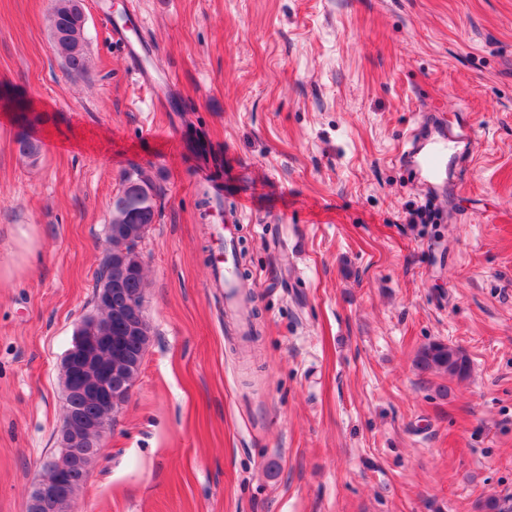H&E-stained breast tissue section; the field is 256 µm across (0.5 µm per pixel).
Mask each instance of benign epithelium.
Returning <instances> with one entry per match:
<instances>
[{
  "label": "benign epithelium",
  "instance_id": "benign-epithelium-1",
  "mask_svg": "<svg viewBox=\"0 0 512 512\" xmlns=\"http://www.w3.org/2000/svg\"><path fill=\"white\" fill-rule=\"evenodd\" d=\"M111 304L112 290L99 293V310L87 315L91 324L76 333L63 359L66 392L93 395L98 415L86 417L80 407L64 398L57 448L42 461L41 475L27 501L28 512H79L77 494L67 474L85 466L92 453L100 452L109 424L128 399L142 364L143 357L126 353L122 342L136 335L142 348H147L149 337L140 335L143 323L118 313L102 319Z\"/></svg>",
  "mask_w": 512,
  "mask_h": 512
}]
</instances>
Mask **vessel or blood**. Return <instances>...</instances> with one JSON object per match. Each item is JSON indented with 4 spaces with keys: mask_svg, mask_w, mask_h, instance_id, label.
<instances>
[{
    "mask_svg": "<svg viewBox=\"0 0 512 512\" xmlns=\"http://www.w3.org/2000/svg\"><path fill=\"white\" fill-rule=\"evenodd\" d=\"M143 20L136 14L116 19L108 24V33L132 63L137 80L147 87L157 86L160 77L154 69L152 47L143 35ZM467 132H454L448 126L408 131L396 155L400 167L413 173L419 185L430 193L436 203H444L448 195V161L458 152L460 144L469 142ZM236 224H217L213 227L215 243L209 255L210 287L224 291L226 311L243 315L244 296L239 290V274L233 253Z\"/></svg>",
    "mask_w": 512,
    "mask_h": 512,
    "instance_id": "obj_1",
    "label": "vessel or blood"
}]
</instances>
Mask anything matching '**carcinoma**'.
Masks as SVG:
<instances>
[{
    "mask_svg": "<svg viewBox=\"0 0 512 512\" xmlns=\"http://www.w3.org/2000/svg\"><path fill=\"white\" fill-rule=\"evenodd\" d=\"M85 25L81 0H52V37L67 69L77 75L86 70L88 63ZM161 195L162 188L153 178L146 171L133 167L124 173L122 188L112 201L109 249L98 275L96 291L110 288L114 283L122 285L126 300L122 308L132 319L135 311L129 303L144 296L143 259L137 247L151 224L156 222ZM417 364L424 370L436 369L457 377L469 372L467 357L442 343L424 347L418 354Z\"/></svg>",
    "mask_w": 512,
    "mask_h": 512,
    "instance_id": "cac0c4a2",
    "label": "carcinoma"
}]
</instances>
